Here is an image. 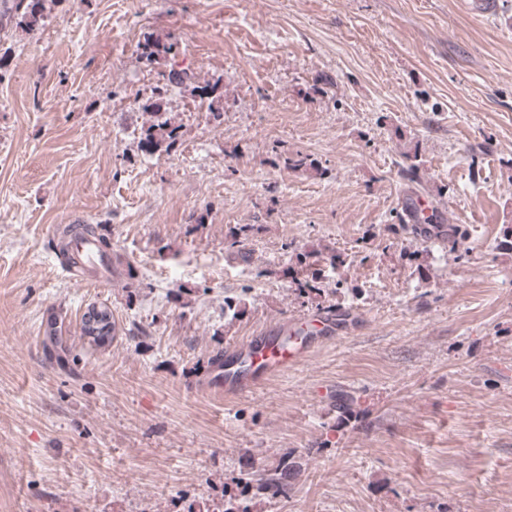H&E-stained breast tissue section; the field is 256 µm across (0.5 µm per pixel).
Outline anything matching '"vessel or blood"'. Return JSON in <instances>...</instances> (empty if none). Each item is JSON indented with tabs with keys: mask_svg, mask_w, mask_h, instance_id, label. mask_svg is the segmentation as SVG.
I'll list each match as a JSON object with an SVG mask.
<instances>
[{
	"mask_svg": "<svg viewBox=\"0 0 512 512\" xmlns=\"http://www.w3.org/2000/svg\"><path fill=\"white\" fill-rule=\"evenodd\" d=\"M68 244L80 258L95 260L100 269H108V258L98 255L91 238L76 232L69 237ZM314 326L309 335L300 337L296 334V321L283 319L270 324L247 340L226 347L223 359L211 364L201 381L228 397L252 395L263 383L304 364L320 344L333 339L334 317L320 316Z\"/></svg>",
	"mask_w": 512,
	"mask_h": 512,
	"instance_id": "obj_1",
	"label": "vessel or blood"
}]
</instances>
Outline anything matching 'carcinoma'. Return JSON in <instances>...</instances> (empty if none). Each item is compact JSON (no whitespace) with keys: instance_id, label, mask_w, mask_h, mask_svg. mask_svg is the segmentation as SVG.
Returning <instances> with one entry per match:
<instances>
[{"instance_id":"obj_1","label":"carcinoma","mask_w":512,"mask_h":512,"mask_svg":"<svg viewBox=\"0 0 512 512\" xmlns=\"http://www.w3.org/2000/svg\"><path fill=\"white\" fill-rule=\"evenodd\" d=\"M55 0H0V42L9 37V32L14 28L24 30H35L45 24L52 14V6ZM174 43L172 37L165 35L149 34L138 42L137 51L141 59L151 64L157 58L167 55L173 51ZM162 84L155 87V93L145 102L140 104V109L148 119L141 125L138 137V148L146 155L156 152L168 154L177 151L179 144L176 129L172 128L168 120L162 117L163 99L167 87L171 84L186 85L192 87V92L199 98L200 103L207 104V109L218 118L221 112L214 109V102L221 98L218 92L219 84L205 83L203 85L196 81L194 74L185 70L170 69L161 74ZM284 166L294 170L312 171L319 175L323 170L319 162L301 153L289 154L283 158ZM422 160L418 153L403 155L399 163V174L401 178L411 184L422 186L420 172ZM437 220L436 210L431 213L418 214V210L403 209L399 215V227L404 232L413 230L409 222L432 224ZM252 225L236 224L228 228L225 239L230 246L242 243V239L248 237ZM79 230L84 235L94 239L96 248L101 254H106L110 242L101 233L99 224H70L61 231V237H66L71 231ZM326 257L330 265H336V253L327 250L300 252L297 254V267L289 268L286 274L292 276L297 289L301 292L315 291L321 288V269L317 268V259ZM301 472V463L293 458H286L271 468H259L246 473L244 478L243 492H253L258 496L278 501L291 498L295 482Z\"/></svg>"}]
</instances>
